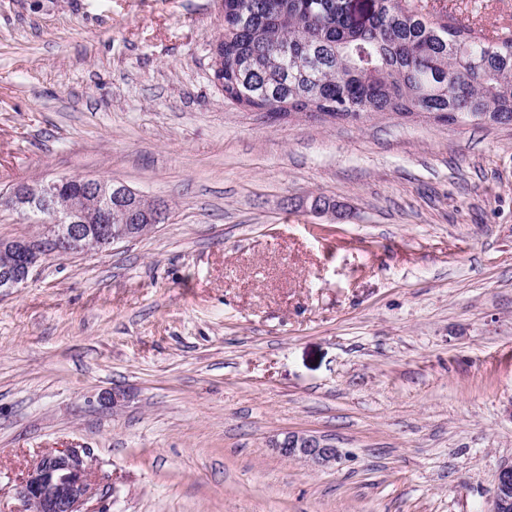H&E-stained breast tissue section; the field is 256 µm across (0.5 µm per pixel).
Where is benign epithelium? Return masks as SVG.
<instances>
[{
    "instance_id": "1",
    "label": "benign epithelium",
    "mask_w": 512,
    "mask_h": 512,
    "mask_svg": "<svg viewBox=\"0 0 512 512\" xmlns=\"http://www.w3.org/2000/svg\"><path fill=\"white\" fill-rule=\"evenodd\" d=\"M65 180L14 185L0 192V211L9 210L29 219L37 216L38 232L20 239L0 240V294L25 287L34 271L53 256H77L87 251L89 239L99 249L130 238L127 231L138 224L155 226L169 218L164 200L140 193L124 184L86 178L78 190L58 204ZM309 204L316 212L337 213V204L315 195L307 202L287 201L291 207ZM283 459L300 461L314 470L332 467L342 451L326 439L288 431L272 441ZM91 449L70 446L38 455L13 486L24 512H111L105 501L115 503L117 488L101 486L92 466ZM489 512H512V464L499 470Z\"/></svg>"
}]
</instances>
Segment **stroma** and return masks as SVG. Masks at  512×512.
<instances>
[{
    "label": "stroma",
    "mask_w": 512,
    "mask_h": 512,
    "mask_svg": "<svg viewBox=\"0 0 512 512\" xmlns=\"http://www.w3.org/2000/svg\"><path fill=\"white\" fill-rule=\"evenodd\" d=\"M433 3L512 23V0ZM223 32L221 0H0V192L95 177L170 205L0 295V512L70 443L112 512H488L512 462V126L271 120L214 82ZM315 195L338 213L286 206ZM287 430L340 461L279 457ZM283 459L300 461L313 470L332 467L341 458L342 451L326 439L303 432L288 431L281 433L271 445Z\"/></svg>",
    "instance_id": "35a3bbf8"
}]
</instances>
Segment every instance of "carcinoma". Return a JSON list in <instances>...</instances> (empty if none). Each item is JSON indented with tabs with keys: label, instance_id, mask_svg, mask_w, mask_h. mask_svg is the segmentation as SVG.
<instances>
[{
	"label": "carcinoma",
	"instance_id": "carcinoma-1",
	"mask_svg": "<svg viewBox=\"0 0 512 512\" xmlns=\"http://www.w3.org/2000/svg\"><path fill=\"white\" fill-rule=\"evenodd\" d=\"M224 95L267 112L373 113L512 122V39L441 24L411 0H225Z\"/></svg>",
	"mask_w": 512,
	"mask_h": 512
}]
</instances>
